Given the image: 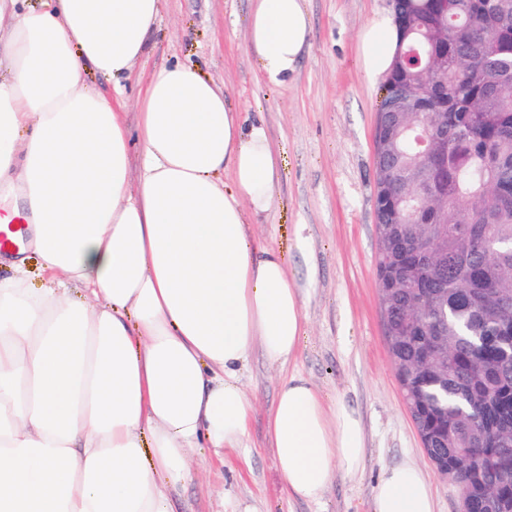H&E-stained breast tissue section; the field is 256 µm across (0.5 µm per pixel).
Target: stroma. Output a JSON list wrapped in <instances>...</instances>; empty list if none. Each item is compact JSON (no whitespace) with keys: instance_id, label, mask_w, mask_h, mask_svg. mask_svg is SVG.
Returning <instances> with one entry per match:
<instances>
[{"instance_id":"stroma-1","label":"stroma","mask_w":512,"mask_h":512,"mask_svg":"<svg viewBox=\"0 0 512 512\" xmlns=\"http://www.w3.org/2000/svg\"><path fill=\"white\" fill-rule=\"evenodd\" d=\"M310 46L296 79L269 85L247 52L250 0H160L149 48L126 87L128 125L137 123L139 85L176 61L224 87L249 118H263L283 154L273 207L251 232L288 261L306 316L289 367L253 352L242 378L256 399L245 446L224 456L205 449L193 477L173 493L174 512H370L383 468L413 464L430 482L435 512H461L459 486L435 473L407 411L388 354L376 258L374 129L381 83L368 80L358 36L389 0H307ZM300 371L328 402L344 399L363 419L364 469L333 477L319 502L288 494L267 434L281 381Z\"/></svg>"}]
</instances>
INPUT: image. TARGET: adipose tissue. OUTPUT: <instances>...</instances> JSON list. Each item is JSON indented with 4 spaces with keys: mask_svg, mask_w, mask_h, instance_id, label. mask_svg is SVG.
Segmentation results:
<instances>
[{
    "mask_svg": "<svg viewBox=\"0 0 512 512\" xmlns=\"http://www.w3.org/2000/svg\"><path fill=\"white\" fill-rule=\"evenodd\" d=\"M159 0H0V224L21 218L50 285L15 262L0 279V512H173L199 448H242L253 352L284 366L305 318L279 250L247 216L272 205L281 156L263 120L190 66L155 69L138 135L125 84L155 30ZM305 0H251L247 47L285 85L309 47ZM391 13L359 35L365 75L389 74ZM94 72L111 94L87 84ZM139 167H132V158ZM267 433L291 495L319 501L335 471L363 470L359 412L326 407L294 373ZM372 512H434L420 468H383Z\"/></svg>",
    "mask_w": 512,
    "mask_h": 512,
    "instance_id": "obj_1",
    "label": "adipose tissue"
}]
</instances>
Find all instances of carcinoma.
<instances>
[{"label": "carcinoma", "mask_w": 512, "mask_h": 512, "mask_svg": "<svg viewBox=\"0 0 512 512\" xmlns=\"http://www.w3.org/2000/svg\"><path fill=\"white\" fill-rule=\"evenodd\" d=\"M406 0L403 49L386 83L434 107L401 112L387 148L395 205L377 266L387 347L429 457L448 460L468 512H512V0ZM437 139L420 147L416 137ZM441 190L415 209L419 177ZM427 263L403 274L405 249Z\"/></svg>", "instance_id": "carcinoma-1"}]
</instances>
